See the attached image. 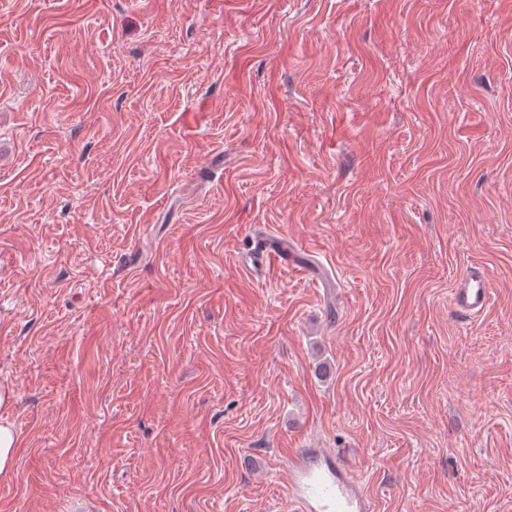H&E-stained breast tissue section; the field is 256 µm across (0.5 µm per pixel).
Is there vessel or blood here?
I'll list each match as a JSON object with an SVG mask.
<instances>
[{"instance_id": "1", "label": "vessel or blood", "mask_w": 512, "mask_h": 512, "mask_svg": "<svg viewBox=\"0 0 512 512\" xmlns=\"http://www.w3.org/2000/svg\"><path fill=\"white\" fill-rule=\"evenodd\" d=\"M253 270L268 273L277 267H292L297 256L278 237H271L249 256ZM490 300L485 272L462 275L453 297L457 314L468 318L482 312ZM291 458L286 499L295 512H369L370 505L356 488L355 478L340 456L318 450L296 449Z\"/></svg>"}]
</instances>
